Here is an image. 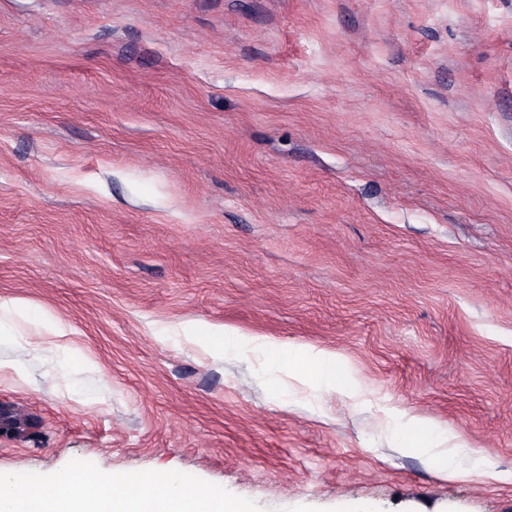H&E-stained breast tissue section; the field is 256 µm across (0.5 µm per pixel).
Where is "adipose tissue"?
I'll return each instance as SVG.
<instances>
[{
  "instance_id": "obj_1",
  "label": "adipose tissue",
  "mask_w": 512,
  "mask_h": 512,
  "mask_svg": "<svg viewBox=\"0 0 512 512\" xmlns=\"http://www.w3.org/2000/svg\"><path fill=\"white\" fill-rule=\"evenodd\" d=\"M293 374L332 386L335 357L302 344L282 347ZM0 512H245L243 504L219 489H200L170 473L150 477L93 475L91 482L56 481L49 485L0 475Z\"/></svg>"
}]
</instances>
